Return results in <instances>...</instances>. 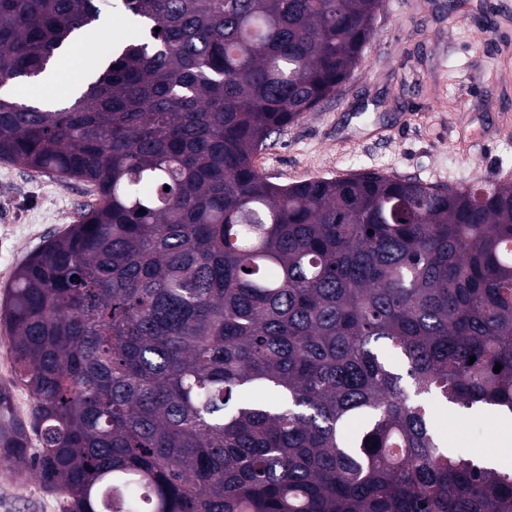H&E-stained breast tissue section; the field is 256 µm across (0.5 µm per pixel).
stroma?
<instances>
[{"label": "stroma", "mask_w": 512, "mask_h": 512, "mask_svg": "<svg viewBox=\"0 0 512 512\" xmlns=\"http://www.w3.org/2000/svg\"><path fill=\"white\" fill-rule=\"evenodd\" d=\"M108 28L78 50L103 53L112 31L136 36L122 0H99ZM363 58L332 99L272 134L254 157L278 184L375 171L440 186L491 177L512 182V0H386ZM83 183L0 160V292L29 254L91 202ZM0 388L16 418L31 398L14 380L9 334L0 328ZM452 452L501 455L512 440L498 421L448 412ZM61 494L0 458V512H63Z\"/></svg>", "instance_id": "35a3bbf8"}]
</instances>
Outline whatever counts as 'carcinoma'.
<instances>
[{
    "label": "carcinoma",
    "mask_w": 512,
    "mask_h": 512,
    "mask_svg": "<svg viewBox=\"0 0 512 512\" xmlns=\"http://www.w3.org/2000/svg\"><path fill=\"white\" fill-rule=\"evenodd\" d=\"M96 2L0 0V89ZM123 5L145 36L80 94L0 95V160L97 197L0 297L33 401L15 423L0 388V450L66 512H512V469L435 415H512V184L253 163L339 92L384 0Z\"/></svg>",
    "instance_id": "1"
}]
</instances>
